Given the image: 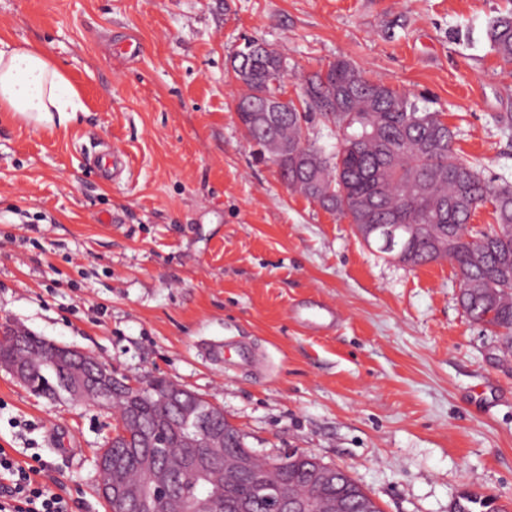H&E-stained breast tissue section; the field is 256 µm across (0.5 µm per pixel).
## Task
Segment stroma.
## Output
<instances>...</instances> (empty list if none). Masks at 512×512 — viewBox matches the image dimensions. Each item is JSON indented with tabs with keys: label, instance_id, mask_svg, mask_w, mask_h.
I'll use <instances>...</instances> for the list:
<instances>
[{
	"label": "stroma",
	"instance_id": "obj_1",
	"mask_svg": "<svg viewBox=\"0 0 512 512\" xmlns=\"http://www.w3.org/2000/svg\"><path fill=\"white\" fill-rule=\"evenodd\" d=\"M512 0H0V37L41 47L84 105L69 128L0 112V327L163 378L220 408L266 459L344 469L382 512H512V349L473 322L448 261L409 267L285 186L242 128L245 39L286 90L337 57L440 113L512 183V67L490 21ZM137 43L135 57L115 49ZM125 156L115 175L92 164ZM322 302L333 326L293 309ZM231 340L256 365L217 359ZM110 409L39 397L0 369V448L72 512H108L95 459Z\"/></svg>",
	"mask_w": 512,
	"mask_h": 512
}]
</instances>
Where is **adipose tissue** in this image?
<instances>
[{"label": "adipose tissue", "instance_id": "obj_1", "mask_svg": "<svg viewBox=\"0 0 512 512\" xmlns=\"http://www.w3.org/2000/svg\"><path fill=\"white\" fill-rule=\"evenodd\" d=\"M82 110L74 86L39 47L0 39V112L66 127Z\"/></svg>", "mask_w": 512, "mask_h": 512}]
</instances>
